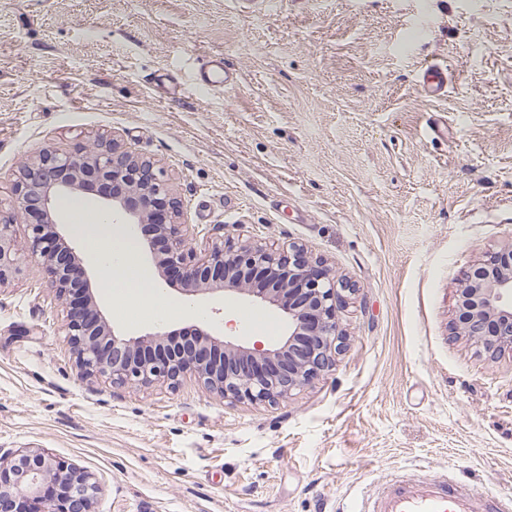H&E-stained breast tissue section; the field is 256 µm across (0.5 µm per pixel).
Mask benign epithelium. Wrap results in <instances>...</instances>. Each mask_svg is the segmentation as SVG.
Instances as JSON below:
<instances>
[{
	"label": "benign epithelium",
	"instance_id": "benign-epithelium-1",
	"mask_svg": "<svg viewBox=\"0 0 512 512\" xmlns=\"http://www.w3.org/2000/svg\"><path fill=\"white\" fill-rule=\"evenodd\" d=\"M112 186L104 209L126 224H153L164 240L153 256L158 274L178 272L185 295L229 293L253 298L288 316V337L277 348L219 341L203 325L183 332L123 336L98 310V280L59 231L62 202L91 185ZM180 201L150 159L100 136L71 151L44 149L23 164L11 211L0 210V286L34 262L63 308L65 327L82 378L117 386L176 384L189 374L231 403L275 404L329 370L345 344L338 312L356 292L349 278L308 254L224 238L201 252L194 228L181 222ZM31 231L20 257L14 225ZM453 335L494 357L512 351V247L488 252L459 285ZM94 474L42 448L0 451V512H96Z\"/></svg>",
	"mask_w": 512,
	"mask_h": 512
}]
</instances>
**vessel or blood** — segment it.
I'll use <instances>...</instances> for the list:
<instances>
[{
    "mask_svg": "<svg viewBox=\"0 0 512 512\" xmlns=\"http://www.w3.org/2000/svg\"><path fill=\"white\" fill-rule=\"evenodd\" d=\"M421 89L428 99L448 91V69L435 63L423 70ZM349 512H512V496L481 499L466 485L441 474L384 483L372 496L354 500Z\"/></svg>",
    "mask_w": 512,
    "mask_h": 512,
    "instance_id": "obj_1",
    "label": "vessel or blood"
}]
</instances>
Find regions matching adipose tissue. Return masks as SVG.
<instances>
[{
	"label": "adipose tissue",
	"mask_w": 512,
	"mask_h": 512,
	"mask_svg": "<svg viewBox=\"0 0 512 512\" xmlns=\"http://www.w3.org/2000/svg\"><path fill=\"white\" fill-rule=\"evenodd\" d=\"M80 211L88 221L78 230L102 271V286L113 307L146 313L155 323L166 322L176 314L201 316V309L191 301L174 303L167 299L162 286L153 281L142 262L136 239L125 225L112 217L94 214L85 204Z\"/></svg>",
	"instance_id": "adipose-tissue-1"
}]
</instances>
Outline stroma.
I'll return each mask as SVG.
<instances>
[{"label": "stroma", "instance_id": "1", "mask_svg": "<svg viewBox=\"0 0 512 512\" xmlns=\"http://www.w3.org/2000/svg\"><path fill=\"white\" fill-rule=\"evenodd\" d=\"M214 59L236 80L201 88ZM101 135L157 162L196 249L297 242L347 275L346 346L274 406L84 381L29 262L0 287L1 450L91 471L96 512H339L447 465L512 494V353L451 330L512 245V0H0V209L26 158ZM196 304L221 341L288 334L243 296ZM421 89L430 100L444 96L448 91V68L439 63L424 68Z\"/></svg>", "mask_w": 512, "mask_h": 512}]
</instances>
